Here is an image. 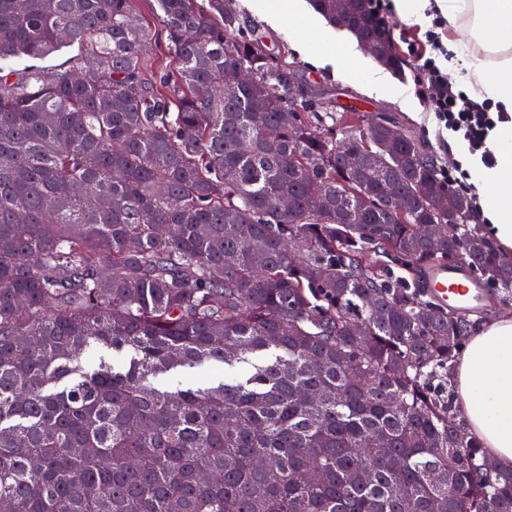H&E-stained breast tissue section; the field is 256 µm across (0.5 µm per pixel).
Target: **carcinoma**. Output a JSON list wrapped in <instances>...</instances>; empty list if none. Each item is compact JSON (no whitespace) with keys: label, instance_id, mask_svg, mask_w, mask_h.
<instances>
[{"label":"carcinoma","instance_id":"carcinoma-1","mask_svg":"<svg viewBox=\"0 0 512 512\" xmlns=\"http://www.w3.org/2000/svg\"><path fill=\"white\" fill-rule=\"evenodd\" d=\"M155 2L175 62L159 87L135 0H0V505L512 512V473L434 384L476 321L408 281L465 262L512 288V259L457 222L466 195L448 221L450 184L410 131L389 140L395 118L338 143L290 124L299 75L230 0ZM310 2L382 33L356 0ZM71 47L62 70L32 64ZM240 69L254 81L224 94ZM89 349L132 355L88 371ZM217 363L248 370L154 383Z\"/></svg>","mask_w":512,"mask_h":512}]
</instances>
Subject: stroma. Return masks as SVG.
<instances>
[{
    "mask_svg": "<svg viewBox=\"0 0 512 512\" xmlns=\"http://www.w3.org/2000/svg\"><path fill=\"white\" fill-rule=\"evenodd\" d=\"M233 8L242 17L246 29L259 31L274 62L295 66L309 95L316 100H332L336 109L321 115L322 133L341 139L349 125H365L378 114H395L421 139L439 168H454L455 163L426 99L419 98L415 110L402 109L398 103L364 92L352 78L337 77L332 64L314 65L304 58L288 38V31L262 17L254 8V0H233Z\"/></svg>",
    "mask_w": 512,
    "mask_h": 512,
    "instance_id": "obj_1",
    "label": "stroma"
}]
</instances>
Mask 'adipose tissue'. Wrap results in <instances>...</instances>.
Masks as SVG:
<instances>
[{
    "mask_svg": "<svg viewBox=\"0 0 512 512\" xmlns=\"http://www.w3.org/2000/svg\"><path fill=\"white\" fill-rule=\"evenodd\" d=\"M268 19L284 24L288 36L310 59H326L324 44L336 43V73L353 76L361 87L410 109L415 100L406 88L366 57L356 38L333 32L305 12L299 0H256ZM407 24L434 16L456 33L448 41L444 66L457 91L491 106L497 122L485 150L472 149L461 133L446 130L453 161L464 173L478 201V218L503 252L512 253V0H395ZM494 164H485L484 152ZM458 407L470 433L504 472L512 471V318L492 317L470 337L452 375Z\"/></svg>",
    "mask_w": 512,
    "mask_h": 512,
    "instance_id": "1",
    "label": "adipose tissue"
}]
</instances>
